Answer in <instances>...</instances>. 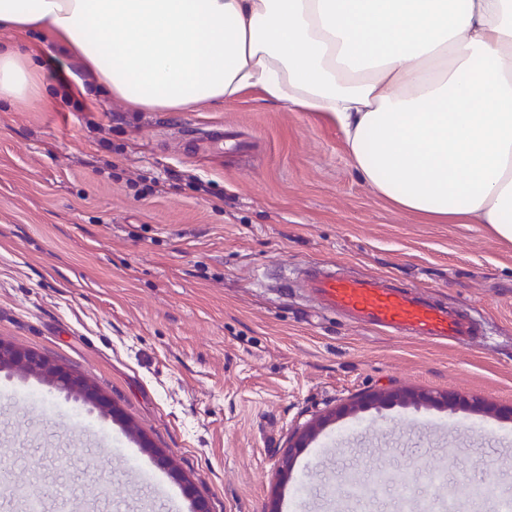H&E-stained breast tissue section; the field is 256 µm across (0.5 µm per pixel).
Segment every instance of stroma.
<instances>
[{
	"instance_id": "obj_1",
	"label": "stroma",
	"mask_w": 512,
	"mask_h": 512,
	"mask_svg": "<svg viewBox=\"0 0 512 512\" xmlns=\"http://www.w3.org/2000/svg\"><path fill=\"white\" fill-rule=\"evenodd\" d=\"M184 125L223 128V153ZM384 273L468 304L485 336H390L318 310L282 275L313 263ZM0 342L87 379L121 410L107 454H90L73 401L0 372V465L40 474L45 512H168L146 437L211 512H267L300 490V512H401L403 484L433 512H496L512 498V419L395 407L335 422L307 470L278 482L294 428L363 392L413 388L512 406V243L486 224H433L359 178L341 128L256 89L185 112H132L97 90L70 97L54 71L41 102L0 105ZM439 424L415 474L397 438ZM490 464L496 498H472ZM388 476L386 493L347 494ZM97 476L108 497L75 496Z\"/></svg>"
}]
</instances>
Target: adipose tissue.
<instances>
[{"label":"adipose tissue","instance_id":"1","mask_svg":"<svg viewBox=\"0 0 512 512\" xmlns=\"http://www.w3.org/2000/svg\"><path fill=\"white\" fill-rule=\"evenodd\" d=\"M36 30L59 54L20 50ZM63 58L140 111L329 113L379 196L512 242V0H0V101Z\"/></svg>","mask_w":512,"mask_h":512}]
</instances>
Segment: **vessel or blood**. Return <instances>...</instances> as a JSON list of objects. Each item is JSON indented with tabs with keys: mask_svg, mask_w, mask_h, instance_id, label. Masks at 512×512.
I'll list each match as a JSON object with an SVG mask.
<instances>
[{
	"mask_svg": "<svg viewBox=\"0 0 512 512\" xmlns=\"http://www.w3.org/2000/svg\"><path fill=\"white\" fill-rule=\"evenodd\" d=\"M183 135L204 149L224 150L223 130L202 133L187 127ZM301 279L321 310L392 336L465 341L483 333L481 323L467 308L448 307L432 293L401 286L388 275H360L315 263L302 269ZM151 473L170 512H178L180 492L167 485L160 466H153Z\"/></svg>",
	"mask_w": 512,
	"mask_h": 512,
	"instance_id": "obj_1",
	"label": "vessel or blood"
}]
</instances>
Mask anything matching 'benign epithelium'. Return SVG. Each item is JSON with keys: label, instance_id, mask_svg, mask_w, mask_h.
Listing matches in <instances>:
<instances>
[{"label": "benign epithelium", "instance_id": "7a95c632", "mask_svg": "<svg viewBox=\"0 0 512 512\" xmlns=\"http://www.w3.org/2000/svg\"><path fill=\"white\" fill-rule=\"evenodd\" d=\"M0 370H15L39 376L47 383L70 392L75 402L93 405L102 417H109L114 421L120 419L119 409L94 385L64 365L35 352L0 342ZM396 405L445 406L450 410H490L484 402L473 398L408 389L379 388L356 396L328 414L297 427L288 440V447L282 453L277 468L278 476H288L293 461L310 447L315 436L329 423L349 416L356 417L368 408Z\"/></svg>", "mask_w": 512, "mask_h": 512}]
</instances>
